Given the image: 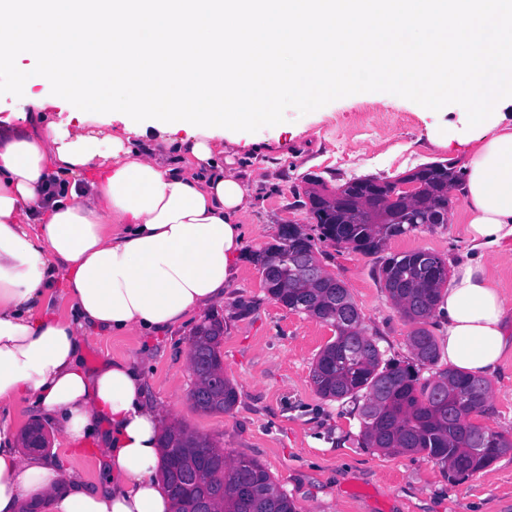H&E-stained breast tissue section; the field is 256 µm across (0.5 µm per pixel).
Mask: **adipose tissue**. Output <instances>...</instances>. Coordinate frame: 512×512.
I'll use <instances>...</instances> for the list:
<instances>
[{
  "instance_id": "obj_1",
  "label": "adipose tissue",
  "mask_w": 512,
  "mask_h": 512,
  "mask_svg": "<svg viewBox=\"0 0 512 512\" xmlns=\"http://www.w3.org/2000/svg\"><path fill=\"white\" fill-rule=\"evenodd\" d=\"M2 32L5 54L49 63L14 72L20 110L0 119V403L94 439L106 482L18 455L2 424L0 512H172L171 412L132 359L86 369L84 341L161 336L223 303L251 206L225 147L265 142L282 105L358 89L467 110L469 232L512 239V0H0ZM64 102L122 128L49 120ZM437 312L449 365L497 374L512 334L481 265L457 267Z\"/></svg>"
}]
</instances>
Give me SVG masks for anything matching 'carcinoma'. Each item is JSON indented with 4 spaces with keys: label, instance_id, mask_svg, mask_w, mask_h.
<instances>
[{
    "label": "carcinoma",
    "instance_id": "cac0c4a2",
    "mask_svg": "<svg viewBox=\"0 0 512 512\" xmlns=\"http://www.w3.org/2000/svg\"><path fill=\"white\" fill-rule=\"evenodd\" d=\"M398 183H414L411 204L384 209L377 223L368 212L336 206L312 190L306 205L315 220V234L291 237L283 225L276 243L262 250L259 264L264 288L288 309L335 328V337L320 350L310 376L315 392L327 401L356 405L361 445L389 455L424 454L448 469V480L479 472L512 451V437L472 422L491 412L490 381L482 376L438 369L427 377L384 362L383 353L362 326L360 312L344 283L330 274L302 282L310 263L319 262L317 243L330 241L374 260L373 272L399 314L412 324L408 344L419 364L438 365L439 348L430 330L442 290L448 286V265L418 250L384 255L388 240L423 224L448 223V187L463 185V173L448 162H430L395 179H352L340 186L346 196L358 189L375 207ZM226 321L211 315L189 337V355L196 374L194 406L202 413H225L237 402L235 386L224 372ZM162 472L174 484L176 512H295L290 497L265 466L245 455L222 458L208 437L174 425L164 435ZM250 486L244 495L240 488Z\"/></svg>",
    "mask_w": 512,
    "mask_h": 512
}]
</instances>
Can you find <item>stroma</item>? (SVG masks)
Returning <instances> with one entry per match:
<instances>
[{
  "instance_id": "stroma-1",
  "label": "stroma",
  "mask_w": 512,
  "mask_h": 512,
  "mask_svg": "<svg viewBox=\"0 0 512 512\" xmlns=\"http://www.w3.org/2000/svg\"><path fill=\"white\" fill-rule=\"evenodd\" d=\"M436 120L407 98L377 100L348 93L303 115L287 111L270 152L244 149L235 157L232 169L246 179L254 206L243 218L248 256L223 304L214 308L227 323L224 375L238 393L232 410L204 414L194 409L189 325L161 337H89L86 366L95 368L108 357L134 359L146 374L152 398L176 422L261 462L297 512H512V452L452 483L447 470L426 456H388L360 447L359 418L351 404L321 399L310 380L311 364L332 340L334 328L271 298L251 259L252 253L276 243L283 225L311 227L306 176L319 177L332 191L352 177L392 180L424 163L462 161L457 139L471 131L466 115H448L451 142L445 148L428 140ZM451 198L447 224L392 238L386 251L426 250L452 269L481 258L505 299L512 325V249L476 254L464 198L458 191ZM325 251V269L348 288L385 360L417 368L407 343L410 326L374 276L372 259L331 245ZM240 300L250 304L248 313H240ZM490 382L493 411L479 422L512 433V350Z\"/></svg>"
}]
</instances>
